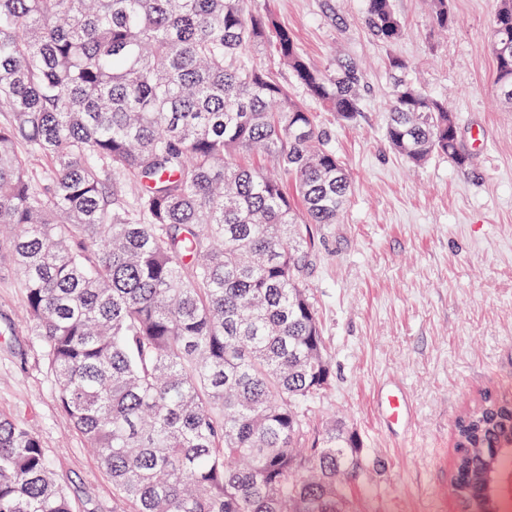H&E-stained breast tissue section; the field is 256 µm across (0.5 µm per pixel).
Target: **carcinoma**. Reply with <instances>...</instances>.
<instances>
[{
  "instance_id": "carcinoma-1",
  "label": "carcinoma",
  "mask_w": 512,
  "mask_h": 512,
  "mask_svg": "<svg viewBox=\"0 0 512 512\" xmlns=\"http://www.w3.org/2000/svg\"><path fill=\"white\" fill-rule=\"evenodd\" d=\"M429 13L454 24L448 0ZM364 22L404 33L393 0H366ZM506 43L499 0L490 49ZM259 51L356 120L361 66L310 64L247 0H0V269L127 512H356L355 434L308 419L332 372L305 281L312 226L338 223L350 183ZM495 60L512 108V57ZM390 99L392 150L468 163L444 103L401 77ZM456 448L459 500L489 480L478 457L512 454V397L484 394ZM0 512H76L39 437L2 413Z\"/></svg>"
}]
</instances>
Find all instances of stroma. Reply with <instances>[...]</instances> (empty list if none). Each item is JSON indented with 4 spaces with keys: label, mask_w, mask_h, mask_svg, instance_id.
Instances as JSON below:
<instances>
[{
    "label": "stroma",
    "mask_w": 512,
    "mask_h": 512,
    "mask_svg": "<svg viewBox=\"0 0 512 512\" xmlns=\"http://www.w3.org/2000/svg\"><path fill=\"white\" fill-rule=\"evenodd\" d=\"M455 23L434 31L427 0H394L405 34L387 45L363 25L364 0H249L288 27L320 68L364 69L363 112L351 124L307 97L276 58L266 63L332 133L350 174L339 223L314 227L306 280L333 367L308 414L357 434L379 471L352 488L358 512H459L449 473L463 412L484 392L512 394V109L493 84L488 45L498 0H450ZM406 64L403 72L389 57ZM447 101L472 159L416 166L385 140L396 76ZM19 278L0 273V413L40 438L78 512H112V482L69 427L53 378L23 319ZM402 384L410 428H385L373 402Z\"/></svg>",
    "instance_id": "35a3bbf8"
}]
</instances>
